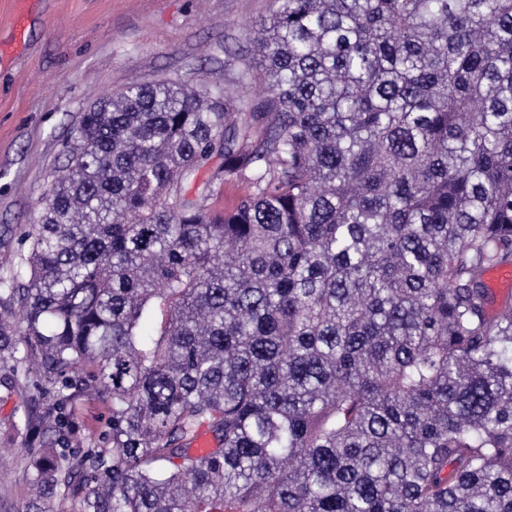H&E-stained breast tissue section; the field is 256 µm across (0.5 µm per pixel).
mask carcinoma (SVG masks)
Masks as SVG:
<instances>
[{
  "label": "carcinoma",
  "mask_w": 512,
  "mask_h": 512,
  "mask_svg": "<svg viewBox=\"0 0 512 512\" xmlns=\"http://www.w3.org/2000/svg\"><path fill=\"white\" fill-rule=\"evenodd\" d=\"M248 41L256 98L82 112L0 278L52 400L26 512H512V0H278ZM107 417L108 409L102 404L91 403L83 407L81 417L77 419V422L79 426L82 425L85 428V434L92 435L89 443H96L99 435L105 429Z\"/></svg>",
  "instance_id": "obj_1"
}]
</instances>
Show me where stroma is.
<instances>
[{
    "label": "stroma",
    "mask_w": 512,
    "mask_h": 512,
    "mask_svg": "<svg viewBox=\"0 0 512 512\" xmlns=\"http://www.w3.org/2000/svg\"><path fill=\"white\" fill-rule=\"evenodd\" d=\"M273 0H0V276L16 262L65 157L80 113L104 96L161 77L223 86L238 55L252 79L262 66L246 32L268 18ZM31 389L0 384V512H24L32 453L15 422L45 410Z\"/></svg>",
    "instance_id": "35a3bbf8"
}]
</instances>
